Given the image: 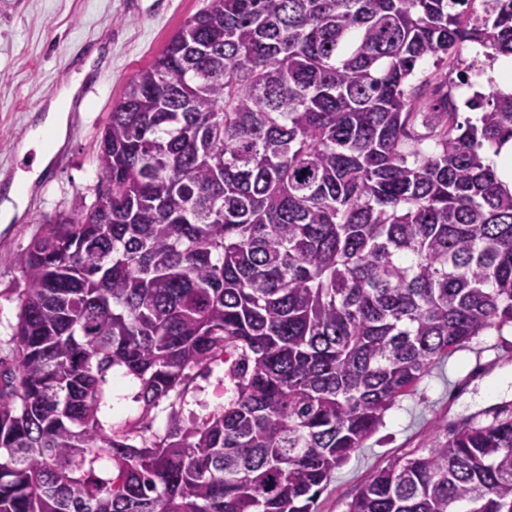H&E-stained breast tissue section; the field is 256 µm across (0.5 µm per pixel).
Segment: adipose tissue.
<instances>
[{
  "label": "adipose tissue",
  "instance_id": "1",
  "mask_svg": "<svg viewBox=\"0 0 512 512\" xmlns=\"http://www.w3.org/2000/svg\"><path fill=\"white\" fill-rule=\"evenodd\" d=\"M77 89L76 80L62 83L54 100L47 109L43 122L34 131L37 146V160L32 172L20 173L16 178L7 200L0 203V222L10 223L23 211L22 201L37 177L38 170L44 168L54 153L63 144L67 130V114L70 99Z\"/></svg>",
  "mask_w": 512,
  "mask_h": 512
}]
</instances>
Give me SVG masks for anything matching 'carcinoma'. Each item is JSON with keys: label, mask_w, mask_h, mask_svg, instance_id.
Listing matches in <instances>:
<instances>
[{"label": "carcinoma", "mask_w": 512, "mask_h": 512, "mask_svg": "<svg viewBox=\"0 0 512 512\" xmlns=\"http://www.w3.org/2000/svg\"><path fill=\"white\" fill-rule=\"evenodd\" d=\"M510 54L512 0L188 17L112 108L94 201L20 258L0 512H316L436 360L512 325V193L484 158L512 95L462 124L446 69ZM225 363L233 399L185 418L191 370ZM118 369L138 414L113 425ZM347 512H512V409L375 470Z\"/></svg>", "instance_id": "1"}]
</instances>
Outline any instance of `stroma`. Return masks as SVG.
I'll list each match as a JSON object with an SVG mask.
<instances>
[{
	"mask_svg": "<svg viewBox=\"0 0 512 512\" xmlns=\"http://www.w3.org/2000/svg\"><path fill=\"white\" fill-rule=\"evenodd\" d=\"M205 0H0V202L34 157L26 139L45 117L62 78L89 65L92 91L69 111L64 144L33 182L21 217L0 223V366L16 355L19 265L45 215L69 211L75 195L93 198V161L110 112L135 73L163 49ZM512 370V328L489 331L436 362L412 394L389 410L365 447L337 469L317 512H346L365 479L389 461L428 447L437 425L485 417L500 399L479 402L481 380ZM234 396L223 366L198 371L185 411L216 408Z\"/></svg>",
	"mask_w": 512,
	"mask_h": 512,
	"instance_id": "1",
	"label": "stroma"
}]
</instances>
